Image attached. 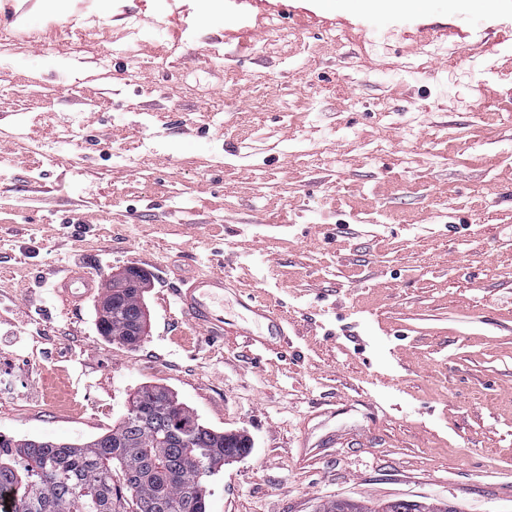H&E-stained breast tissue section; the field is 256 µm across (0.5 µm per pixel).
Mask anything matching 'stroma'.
I'll return each instance as SVG.
<instances>
[{
	"label": "stroma",
	"instance_id": "stroma-1",
	"mask_svg": "<svg viewBox=\"0 0 512 512\" xmlns=\"http://www.w3.org/2000/svg\"><path fill=\"white\" fill-rule=\"evenodd\" d=\"M268 14L260 53L246 31ZM160 22L167 64L147 40L128 67L131 26ZM1 28L0 434L82 442L157 386L251 441L207 512H512V110L483 99L512 86V0H0ZM94 113L93 145L38 165L35 145ZM143 141L145 169L112 167ZM218 258L283 315L287 351L176 323L165 290ZM70 265L147 273L140 343L99 332L98 294L49 292ZM324 512H456L452 506L419 502L406 499H394L382 504H370L367 501L336 500L324 507Z\"/></svg>",
	"mask_w": 512,
	"mask_h": 512
}]
</instances>
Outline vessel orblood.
<instances>
[{"instance_id":"b4317fda","label":"vessel or blood","mask_w":512,"mask_h":512,"mask_svg":"<svg viewBox=\"0 0 512 512\" xmlns=\"http://www.w3.org/2000/svg\"><path fill=\"white\" fill-rule=\"evenodd\" d=\"M104 280V274L93 276L82 268L73 267L53 285L52 292L70 305L92 294ZM229 292L244 311V322L225 319L224 296ZM170 295V304L179 321L201 335L220 341L231 337L254 350H272L287 343L283 316L253 290L240 287L222 266H213L181 280Z\"/></svg>"}]
</instances>
